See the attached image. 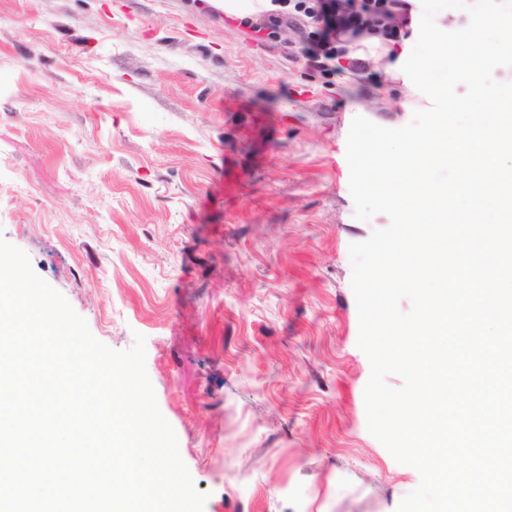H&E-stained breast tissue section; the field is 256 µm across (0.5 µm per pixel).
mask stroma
<instances>
[{"label": "stroma", "instance_id": "stroma-1", "mask_svg": "<svg viewBox=\"0 0 512 512\" xmlns=\"http://www.w3.org/2000/svg\"><path fill=\"white\" fill-rule=\"evenodd\" d=\"M409 26L335 70L207 0H0V238L146 369L205 512H396L420 484L367 430L347 136L430 99ZM399 45L374 54L370 45Z\"/></svg>", "mask_w": 512, "mask_h": 512}]
</instances>
